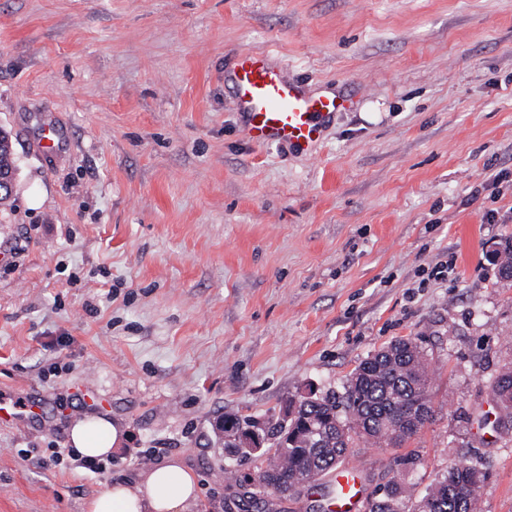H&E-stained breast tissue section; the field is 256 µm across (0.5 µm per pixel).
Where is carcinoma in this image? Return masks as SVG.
Here are the masks:
<instances>
[{
	"instance_id": "1",
	"label": "carcinoma",
	"mask_w": 512,
	"mask_h": 512,
	"mask_svg": "<svg viewBox=\"0 0 512 512\" xmlns=\"http://www.w3.org/2000/svg\"><path fill=\"white\" fill-rule=\"evenodd\" d=\"M502 413L496 427H512V363L491 380ZM432 410L428 363L410 338L396 340L362 359L347 380L342 404L333 395L309 391L288 405L284 419L258 428L263 466L253 478L257 492L270 498L295 494L345 459L355 439L398 447L415 436ZM253 424L224 419V447L246 454L239 443ZM489 474L467 463L448 465L416 501L399 476L367 504V512H477Z\"/></svg>"
}]
</instances>
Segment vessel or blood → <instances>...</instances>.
Returning <instances> with one entry per match:
<instances>
[{"mask_svg":"<svg viewBox=\"0 0 512 512\" xmlns=\"http://www.w3.org/2000/svg\"><path fill=\"white\" fill-rule=\"evenodd\" d=\"M245 132L256 146H288L311 152L323 142L336 112L348 102L336 94L314 93L291 79L265 53L241 55L228 75ZM340 501L336 512L359 503L356 479L346 468L336 471Z\"/></svg>","mask_w":512,"mask_h":512,"instance_id":"1","label":"vessel or blood"}]
</instances>
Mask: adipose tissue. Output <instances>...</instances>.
<instances>
[{
    "label": "adipose tissue",
    "mask_w": 512,
    "mask_h": 512,
    "mask_svg": "<svg viewBox=\"0 0 512 512\" xmlns=\"http://www.w3.org/2000/svg\"><path fill=\"white\" fill-rule=\"evenodd\" d=\"M77 453L87 460L104 461L117 452L125 436L112 419L84 414L68 427ZM198 497L195 474L181 460L170 458L141 472L136 479L112 484L92 498L88 512H193Z\"/></svg>",
    "instance_id": "1"
}]
</instances>
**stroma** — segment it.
<instances>
[{
	"mask_svg": "<svg viewBox=\"0 0 512 512\" xmlns=\"http://www.w3.org/2000/svg\"><path fill=\"white\" fill-rule=\"evenodd\" d=\"M262 51L349 98L316 152L246 140L224 72ZM0 127V401L24 406L0 424V512H86L171 457L196 512H259L255 458L224 454L217 423L342 392L402 337L431 359L435 411L402 447L350 449L363 498L397 472L420 496L460 460L490 474L482 512H512L488 395L512 363L493 261L512 238V0H0ZM47 127L58 155L37 149ZM90 395L127 431L96 471L52 458ZM335 501L328 473L280 510Z\"/></svg>",
	"mask_w": 512,
	"mask_h": 512,
	"instance_id": "1",
	"label": "stroma"
}]
</instances>
